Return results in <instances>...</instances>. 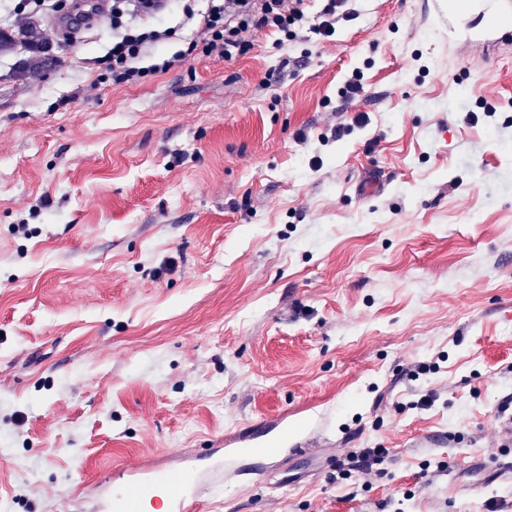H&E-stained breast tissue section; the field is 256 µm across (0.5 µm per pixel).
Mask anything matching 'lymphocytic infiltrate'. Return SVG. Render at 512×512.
<instances>
[{
  "instance_id": "obj_1",
  "label": "lymphocytic infiltrate",
  "mask_w": 512,
  "mask_h": 512,
  "mask_svg": "<svg viewBox=\"0 0 512 512\" xmlns=\"http://www.w3.org/2000/svg\"><path fill=\"white\" fill-rule=\"evenodd\" d=\"M159 0H112V27L116 37L107 57L113 84L120 85L166 72L183 61L185 55L227 57L239 36L250 27L289 32L304 18V0H216L201 21L199 34L188 43L185 53L176 54L149 66L142 60L154 44L174 37V29L159 30L134 22V15L151 16Z\"/></svg>"
}]
</instances>
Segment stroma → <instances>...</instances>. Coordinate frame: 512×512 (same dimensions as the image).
<instances>
[{"instance_id":"1","label":"stroma","mask_w":512,"mask_h":512,"mask_svg":"<svg viewBox=\"0 0 512 512\" xmlns=\"http://www.w3.org/2000/svg\"><path fill=\"white\" fill-rule=\"evenodd\" d=\"M351 7L136 84L102 78L96 0L40 13L62 64L0 56V512H103L122 465L277 416L298 453L198 512H512V480L448 482L512 460V44ZM151 24L179 36L149 64L198 31L181 0ZM362 448L389 455L341 478ZM323 2L326 3L320 14L321 21L313 30L325 39L335 33V25L339 20H350L355 15V12L346 8L348 2H350L348 0H325Z\"/></svg>"}]
</instances>
